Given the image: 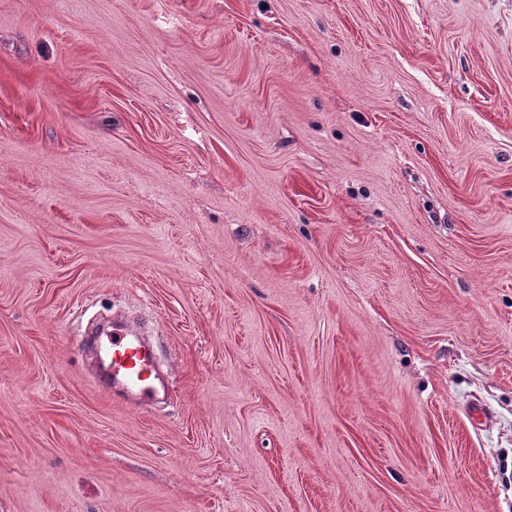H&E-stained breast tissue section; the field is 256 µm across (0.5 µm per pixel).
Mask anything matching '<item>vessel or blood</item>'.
Segmentation results:
<instances>
[{
	"label": "vessel or blood",
	"instance_id": "obj_1",
	"mask_svg": "<svg viewBox=\"0 0 512 512\" xmlns=\"http://www.w3.org/2000/svg\"><path fill=\"white\" fill-rule=\"evenodd\" d=\"M98 347L113 390L122 392L131 406L143 409L159 397L149 351L136 333L113 332Z\"/></svg>",
	"mask_w": 512,
	"mask_h": 512
}]
</instances>
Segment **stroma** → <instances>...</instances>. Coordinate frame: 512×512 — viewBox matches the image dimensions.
Returning <instances> with one entry per match:
<instances>
[{
	"mask_svg": "<svg viewBox=\"0 0 512 512\" xmlns=\"http://www.w3.org/2000/svg\"><path fill=\"white\" fill-rule=\"evenodd\" d=\"M0 512H512V0H0ZM120 331V332H118ZM101 361L112 380V392L121 391L137 409H145L160 395L146 345L134 332L112 326V336L96 341Z\"/></svg>",
	"mask_w": 512,
	"mask_h": 512,
	"instance_id": "1",
	"label": "stroma"
}]
</instances>
